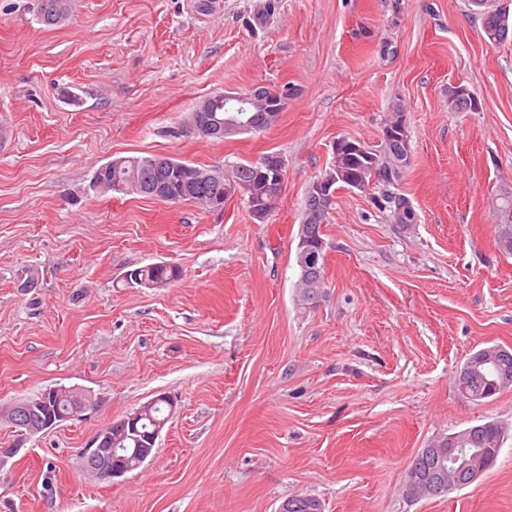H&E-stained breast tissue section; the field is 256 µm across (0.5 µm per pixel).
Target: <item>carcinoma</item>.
Here are the masks:
<instances>
[{
    "instance_id": "cac0c4a2",
    "label": "carcinoma",
    "mask_w": 512,
    "mask_h": 512,
    "mask_svg": "<svg viewBox=\"0 0 512 512\" xmlns=\"http://www.w3.org/2000/svg\"><path fill=\"white\" fill-rule=\"evenodd\" d=\"M37 13L41 24L54 27L63 24L69 17L70 0H37ZM486 39L493 45H499L512 36V16L497 0H483L478 11ZM196 107L204 108L201 113L192 111L181 128L201 117V120L214 127L224 126V121L230 116H240L252 119L259 125V130L265 131L276 125L282 109L262 110L261 103L254 98H245L229 107L223 98L217 94L207 95L196 103ZM409 146L405 143L394 144L382 140L379 148H369L368 154L355 152L351 149H340L333 155L328 169L324 170L319 179L328 181L332 187L340 190L349 185V179L365 176L374 181V185L382 186L379 197L380 207L390 211L391 217L397 224H412L415 212L409 201L390 190L393 182L398 180L403 167L408 163ZM151 157H122L121 164L112 167L109 176L108 190L137 194L150 198L164 200V195H176L178 201H193L207 209L212 208L211 201L224 195L227 188L241 192L247 209L262 208L273 212L282 191L275 190L269 185V179L257 170L254 162L245 161L231 166V172L216 168L218 178L205 182L186 183L185 175L194 172L197 166L187 162L171 159L176 165L175 173L170 176L167 184L156 189L154 168L149 164ZM500 204L496 205L500 220L497 237L498 249L505 254H512V191H505L499 197ZM330 210H324L318 215L309 212V206H304L302 224L298 231L296 265L298 279L295 283L296 301L303 309L316 306L326 296L325 270L313 274L307 270L304 253L307 251V236H323L322 228L329 218ZM136 278L129 281L130 286L148 288H163L174 282L179 272L176 268L165 264H152L132 269ZM512 386V350L498 349V355L492 362V373L483 377L479 383L456 379L457 390L465 391L463 398L479 402L485 399V393L491 388L504 390ZM167 403L160 402L143 412L137 424V432L121 427V421L116 420L104 429L103 434L112 435L120 448H139L144 440L143 434H151L162 429L171 419L166 412ZM459 443L456 452L461 456L478 452H488V449L501 448L505 438L503 427L494 421L468 426L459 431ZM448 437L440 436L432 441L430 448L419 450L408 469V480L424 486L423 497L431 498L448 493V480L457 478V469H448ZM286 512H322L321 502L310 496H296L284 502Z\"/></svg>"
}]
</instances>
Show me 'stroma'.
<instances>
[{"mask_svg": "<svg viewBox=\"0 0 512 512\" xmlns=\"http://www.w3.org/2000/svg\"><path fill=\"white\" fill-rule=\"evenodd\" d=\"M461 84L475 111L448 109ZM264 86L277 125L177 136L196 102ZM75 94L67 101L64 91ZM410 163L392 186L341 189L324 229L327 294L295 302L305 189L337 139L374 148L393 105ZM0 405L75 387L92 410L0 464V512H512V388L471 402L469 354L512 349V255L493 198L512 190V42H486L469 0H0ZM287 162L266 223L243 201L93 192L101 164L166 155L226 167ZM178 269L165 288L126 271ZM38 288L18 286L25 270ZM176 411L152 458L95 479L80 452L160 394ZM497 421L508 438L469 486L414 500L406 469L435 437ZM70 0H38L37 13L41 24L54 27L63 24L69 17Z\"/></svg>", "mask_w": 512, "mask_h": 512, "instance_id": "stroma-1", "label": "stroma"}]
</instances>
